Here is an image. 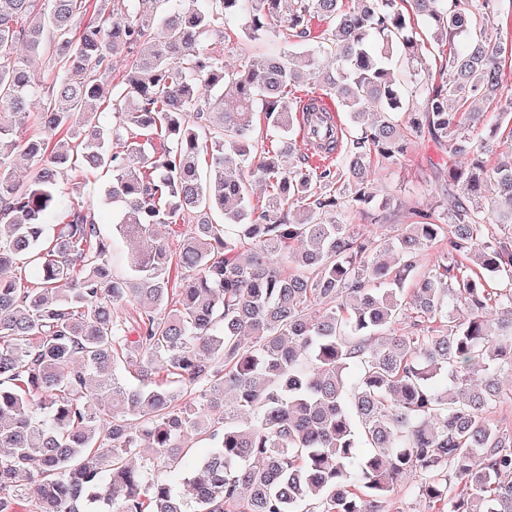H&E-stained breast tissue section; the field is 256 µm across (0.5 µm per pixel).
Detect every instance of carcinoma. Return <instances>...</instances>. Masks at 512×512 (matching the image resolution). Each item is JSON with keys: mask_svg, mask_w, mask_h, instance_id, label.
Here are the masks:
<instances>
[{"mask_svg": "<svg viewBox=\"0 0 512 512\" xmlns=\"http://www.w3.org/2000/svg\"><path fill=\"white\" fill-rule=\"evenodd\" d=\"M355 2L0 0V512H383L403 487L432 512H512V434L489 417L512 373V151L484 150L512 145V37L496 0ZM237 21L307 49L231 70L203 40ZM305 78L373 116L350 145ZM423 138L438 205L360 234L346 213L387 222L368 172ZM100 168L110 238L62 187ZM210 212L171 254L158 229Z\"/></svg>", "mask_w": 512, "mask_h": 512, "instance_id": "obj_1", "label": "carcinoma"}]
</instances>
